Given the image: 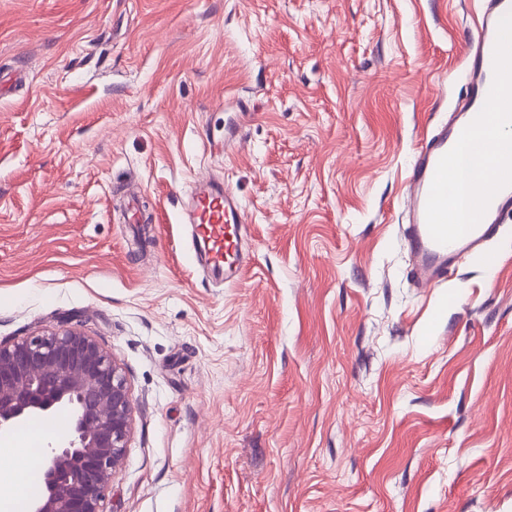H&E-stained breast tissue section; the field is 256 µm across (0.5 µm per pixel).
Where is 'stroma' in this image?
Returning a JSON list of instances; mask_svg holds the SVG:
<instances>
[{
    "label": "stroma",
    "instance_id": "obj_1",
    "mask_svg": "<svg viewBox=\"0 0 512 512\" xmlns=\"http://www.w3.org/2000/svg\"><path fill=\"white\" fill-rule=\"evenodd\" d=\"M470 2L0 0V340L122 367L103 512H512V216L431 290L401 242ZM209 175L230 287L185 252ZM181 220L192 228L195 256L215 279L234 284L251 258L245 246L248 222L232 189L199 182Z\"/></svg>",
    "mask_w": 512,
    "mask_h": 512
}]
</instances>
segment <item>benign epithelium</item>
Listing matches in <instances>:
<instances>
[{"mask_svg": "<svg viewBox=\"0 0 512 512\" xmlns=\"http://www.w3.org/2000/svg\"><path fill=\"white\" fill-rule=\"evenodd\" d=\"M66 412L43 456L31 512H102L132 431L133 402L112 353L75 327L0 341V432Z\"/></svg>", "mask_w": 512, "mask_h": 512, "instance_id": "1", "label": "benign epithelium"}]
</instances>
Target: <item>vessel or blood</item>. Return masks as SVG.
Segmentation results:
<instances>
[{"instance_id": "vessel-or-blood-1", "label": "vessel or blood", "mask_w": 512, "mask_h": 512, "mask_svg": "<svg viewBox=\"0 0 512 512\" xmlns=\"http://www.w3.org/2000/svg\"><path fill=\"white\" fill-rule=\"evenodd\" d=\"M482 17L463 44L470 90L452 123L418 150L408 176L404 244L419 287L442 284L450 266L479 252L512 213V0H481ZM480 159L469 179L461 156ZM181 220L210 274L235 283L250 263L246 218L232 189L199 182Z\"/></svg>"}]
</instances>
